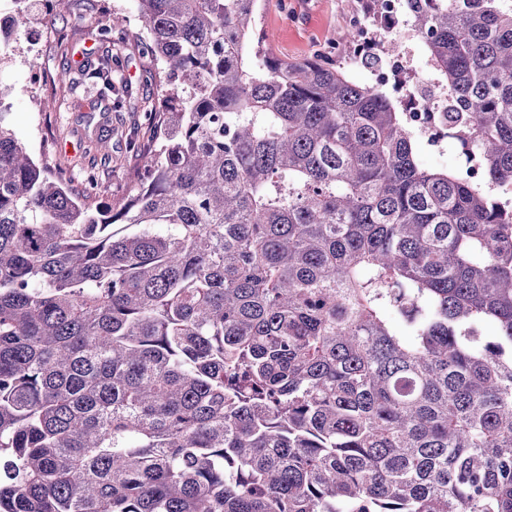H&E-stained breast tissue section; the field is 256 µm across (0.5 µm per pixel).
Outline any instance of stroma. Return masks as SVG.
I'll use <instances>...</instances> for the list:
<instances>
[{
    "instance_id": "1",
    "label": "stroma",
    "mask_w": 512,
    "mask_h": 512,
    "mask_svg": "<svg viewBox=\"0 0 512 512\" xmlns=\"http://www.w3.org/2000/svg\"><path fill=\"white\" fill-rule=\"evenodd\" d=\"M366 0H269L259 29L267 45L279 56L302 61L342 45L346 55L354 47L345 43L352 17L366 16ZM122 13L127 25L119 35L127 45L123 75L134 86L150 93L158 91L157 65L149 49L150 36L142 28L133 0H96L86 9L78 0L68 8H54L49 24L35 25L28 37L20 38L0 59V83L17 86L8 98L10 108L0 117L33 155H40L52 130L64 129L66 136L54 150L53 159L77 170L94 166L99 175V199L119 201L134 185L139 157L129 152L126 137L139 133L143 112L132 109L103 118L98 112H77L75 101L94 98L91 87L77 84L78 70L96 63L106 43L99 37L105 11ZM52 100L49 111L40 103ZM101 137L103 147L95 159L84 157V142Z\"/></svg>"
}]
</instances>
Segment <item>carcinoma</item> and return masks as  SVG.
<instances>
[{"label":"carcinoma","instance_id":"obj_1","mask_svg":"<svg viewBox=\"0 0 512 512\" xmlns=\"http://www.w3.org/2000/svg\"><path fill=\"white\" fill-rule=\"evenodd\" d=\"M14 2L0 42L46 16ZM134 2L161 98L121 202L0 123V512H512V0H403L476 178L273 56L269 0ZM122 55L79 109L149 102ZM420 162L429 169L455 170L463 164L462 156L452 147L447 146L438 150L427 144L425 139L420 140Z\"/></svg>","mask_w":512,"mask_h":512}]
</instances>
